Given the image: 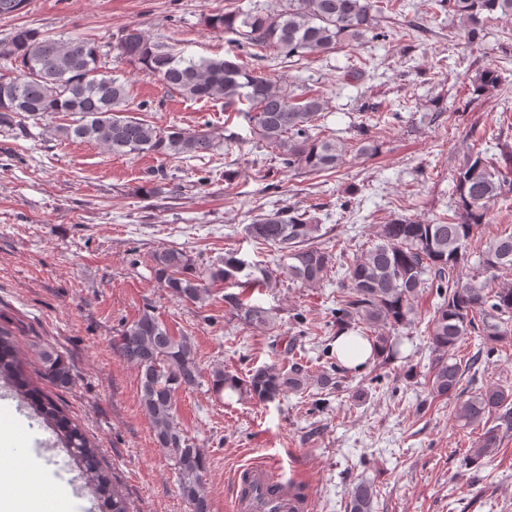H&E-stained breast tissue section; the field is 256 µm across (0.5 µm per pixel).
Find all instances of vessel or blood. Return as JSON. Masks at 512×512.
Instances as JSON below:
<instances>
[{"label":"vessel or blood","instance_id":"vessel-or-blood-1","mask_svg":"<svg viewBox=\"0 0 512 512\" xmlns=\"http://www.w3.org/2000/svg\"><path fill=\"white\" fill-rule=\"evenodd\" d=\"M293 486V481L272 463L244 464L233 478V512H313L312 499L296 496Z\"/></svg>","mask_w":512,"mask_h":512}]
</instances>
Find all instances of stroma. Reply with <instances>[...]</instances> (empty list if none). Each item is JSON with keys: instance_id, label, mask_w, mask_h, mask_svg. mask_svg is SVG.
I'll use <instances>...</instances> for the list:
<instances>
[{"instance_id": "1", "label": "stroma", "mask_w": 512, "mask_h": 512, "mask_svg": "<svg viewBox=\"0 0 512 512\" xmlns=\"http://www.w3.org/2000/svg\"><path fill=\"white\" fill-rule=\"evenodd\" d=\"M409 2L406 12L385 10L386 39L301 59L259 53L204 23L232 9L275 10L277 0H29L22 14L0 16V41L20 27L63 41L95 39L107 72L127 83L131 108L155 125L187 132L206 125L241 140L165 159L66 140L58 132L70 121L63 113L23 133L0 126V327L12 334L25 375L98 446L130 512H190L140 405L138 371L112 346L146 310L195 345L201 384L178 390L174 406L185 435L206 452L211 512H232L234 470L268 457L300 476L314 512H347V492L360 477L376 487L375 512H512V435L486 464L466 466L475 430L458 425L453 402L426 400L431 353L423 331L438 301L434 289L419 299L416 326L398 332L401 360L346 369L339 387L314 385L261 403L210 386L217 369L245 378L271 364L298 361L315 372L336 364L335 278L308 286L280 275L273 250L245 231L259 212L285 204L307 212L322 226V243L349 261L381 225L453 210V178L475 139L496 161L512 150V19L492 16L484 37L454 40L458 21L447 10L435 0ZM411 24L420 37L406 36ZM129 26L184 57L231 58L321 95L322 136L355 144L364 101L398 103L400 117L375 136V156L349 152L335 173L285 170L258 142L245 104L184 98L118 58L116 39ZM368 57L379 64L376 78L357 88L337 82L339 68ZM486 68L498 69L497 90L470 99V79ZM152 183L161 194L143 197ZM346 199L353 208L345 213ZM163 247L186 250L200 269L237 252L254 268L243 298L272 310L276 328L232 317L224 283L210 285L197 304L172 296L152 269ZM44 348L69 358V388L43 377ZM9 405L24 442L0 450V469L22 453L43 492L68 485L72 461L52 432L17 400Z\"/></svg>"}]
</instances>
